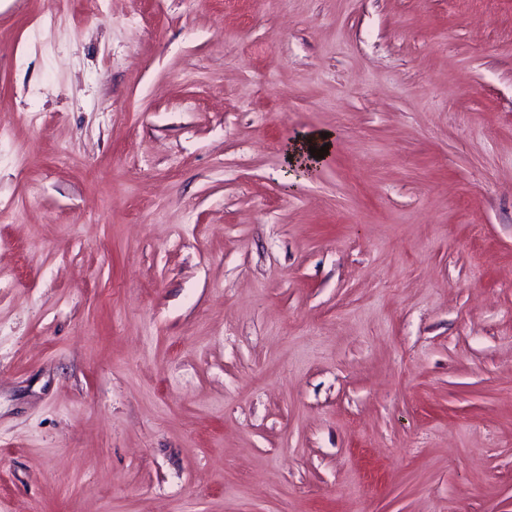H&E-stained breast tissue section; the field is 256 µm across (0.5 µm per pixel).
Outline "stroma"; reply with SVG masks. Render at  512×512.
<instances>
[{
  "label": "stroma",
  "mask_w": 512,
  "mask_h": 512,
  "mask_svg": "<svg viewBox=\"0 0 512 512\" xmlns=\"http://www.w3.org/2000/svg\"><path fill=\"white\" fill-rule=\"evenodd\" d=\"M0 130V512H512V0H0ZM323 135H326V138H323ZM332 138V132L321 131L296 141L287 150L286 159L293 167H316L327 158L332 148ZM308 140H311V143H308ZM325 144H328V147H326L328 153H324V158H316L318 149H320ZM310 146H313L317 149L315 154L310 153Z\"/></svg>",
  "instance_id": "35a3bbf8"
}]
</instances>
